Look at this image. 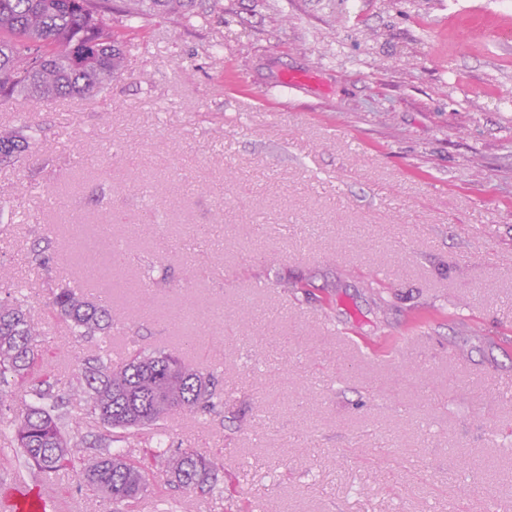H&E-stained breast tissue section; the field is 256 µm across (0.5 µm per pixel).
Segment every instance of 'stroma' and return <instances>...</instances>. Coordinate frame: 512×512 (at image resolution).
Masks as SVG:
<instances>
[{"instance_id": "35a3bbf8", "label": "stroma", "mask_w": 512, "mask_h": 512, "mask_svg": "<svg viewBox=\"0 0 512 512\" xmlns=\"http://www.w3.org/2000/svg\"><path fill=\"white\" fill-rule=\"evenodd\" d=\"M224 5L132 22L114 0L101 96L0 102V126H30L0 165V298L23 294L55 397L103 353L215 377L211 413L135 431L138 512H512V10ZM85 281L124 347L52 315ZM13 433L0 413V493L112 512ZM161 436L220 464L222 498L167 484Z\"/></svg>"}]
</instances>
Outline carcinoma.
I'll return each instance as SVG.
<instances>
[{
    "label": "carcinoma",
    "instance_id": "obj_1",
    "mask_svg": "<svg viewBox=\"0 0 512 512\" xmlns=\"http://www.w3.org/2000/svg\"><path fill=\"white\" fill-rule=\"evenodd\" d=\"M196 0H126L131 19L174 15L192 19ZM112 10L110 0H0V100L22 98L35 106L50 97L90 98L107 88L123 67L117 39L104 23ZM91 43L92 55L75 57V47ZM51 68L21 75L18 60ZM24 129L0 131V163L19 161L28 146ZM52 307L72 324L78 335L105 334L112 324V310L73 289L53 291ZM41 333L31 320L24 301L0 300V406L1 387L8 378L29 379L38 356ZM54 383L45 374L28 383L30 395L49 405L24 404L18 414L15 437L24 461L47 473L71 465L85 441L84 422L78 417L64 428L59 404L52 395ZM214 381L184 363L177 355L153 352L125 364L114 365L100 356L86 360L79 369L70 397L84 415L106 429L96 438L97 452L81 457V473L92 489L133 512L131 506L148 485V469L132 461L127 444L131 430L151 426L179 414L197 416L214 408ZM167 482L184 491H211L216 466L211 460L169 449L158 452Z\"/></svg>",
    "mask_w": 512,
    "mask_h": 512
}]
</instances>
